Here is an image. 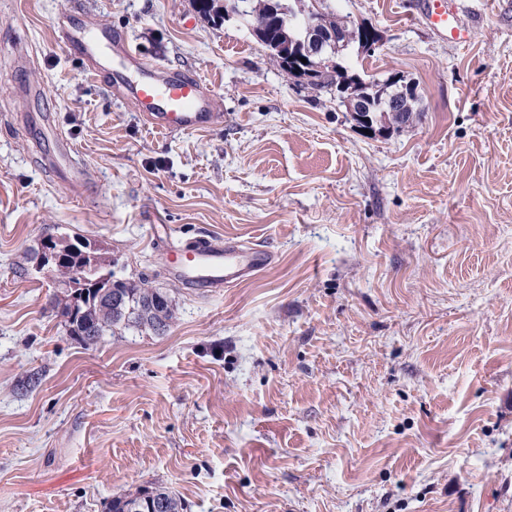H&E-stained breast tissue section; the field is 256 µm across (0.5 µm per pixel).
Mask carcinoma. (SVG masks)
Here are the masks:
<instances>
[{"mask_svg": "<svg viewBox=\"0 0 512 512\" xmlns=\"http://www.w3.org/2000/svg\"><path fill=\"white\" fill-rule=\"evenodd\" d=\"M251 17L247 22L265 24L273 28L266 16L265 0H249ZM333 0H285L295 13H305L315 6L321 9V29L333 33L336 38L354 44L349 22L339 18L332 6ZM347 76L344 67L327 68L315 75L310 83L313 89L337 87ZM403 112L390 117L393 123H410L419 117L414 100L401 101ZM92 283L86 287L87 295L81 308L73 310L71 293L67 288L62 298H56L54 308L63 318L67 332L86 347L95 346L106 336H121L127 331L148 329L160 335L167 332L174 319L172 300L156 288H147L145 283L134 284L112 279V271L99 270L91 276ZM108 512H182L180 498L172 491L155 487L140 489L134 494L112 497Z\"/></svg>", "mask_w": 512, "mask_h": 512, "instance_id": "1", "label": "carcinoma"}]
</instances>
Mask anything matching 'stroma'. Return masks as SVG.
I'll return each instance as SVG.
<instances>
[{"label":"stroma","instance_id":"obj_1","mask_svg":"<svg viewBox=\"0 0 512 512\" xmlns=\"http://www.w3.org/2000/svg\"><path fill=\"white\" fill-rule=\"evenodd\" d=\"M416 3L336 0L381 36L341 64L417 92L413 124L366 132L196 0H85L210 84L223 124L167 135L55 44L73 0H0V512L158 486L183 512H512V0H459L464 45ZM46 114L83 196L40 165ZM153 224L275 261L192 288ZM61 236L168 293L169 330L68 336L36 269Z\"/></svg>","mask_w":512,"mask_h":512}]
</instances>
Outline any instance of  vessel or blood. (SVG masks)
Here are the masks:
<instances>
[{
  "label": "vessel or blood",
  "instance_id": "obj_1",
  "mask_svg": "<svg viewBox=\"0 0 512 512\" xmlns=\"http://www.w3.org/2000/svg\"><path fill=\"white\" fill-rule=\"evenodd\" d=\"M417 14L430 28L459 43L471 42L473 31L461 24L448 0H419ZM55 41L77 55L94 76L110 73L117 97L131 101L144 125L165 134H183L223 124V113L213 106L212 91L197 75L170 72L152 66L126 41L116 38L105 22L91 23L82 0L58 17ZM71 142L58 141L57 152L47 164L73 188L89 178L75 159ZM151 234L164 243L167 268L176 278L196 288L222 289L245 280L271 265L273 255L261 245L200 237L188 242L174 239L173 230L155 225Z\"/></svg>",
  "mask_w": 512,
  "mask_h": 512
}]
</instances>
